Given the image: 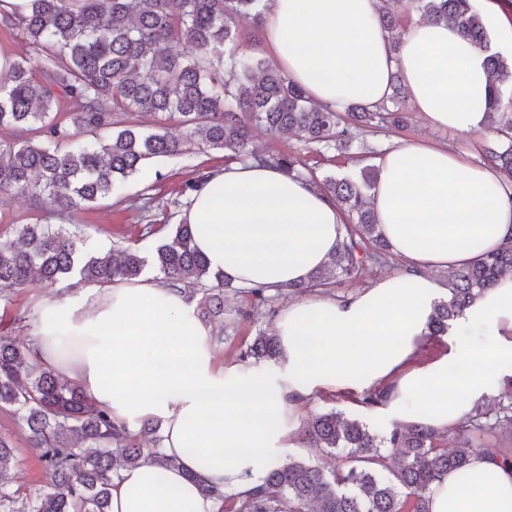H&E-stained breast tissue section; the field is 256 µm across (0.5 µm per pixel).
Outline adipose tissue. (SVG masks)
I'll return each instance as SVG.
<instances>
[{"label": "adipose tissue", "mask_w": 512, "mask_h": 512, "mask_svg": "<svg viewBox=\"0 0 512 512\" xmlns=\"http://www.w3.org/2000/svg\"><path fill=\"white\" fill-rule=\"evenodd\" d=\"M259 45L315 102L337 111L375 105L401 72L424 123L480 133L492 78L484 51L450 24L414 20L392 45L376 0H271ZM371 204L403 262L344 298L292 303L276 322L275 374L217 361L209 330L184 291L153 276L51 301L36 324L38 361L78 383L116 424L161 418L167 471L120 469L109 512H216L202 488L244 494L302 447L298 413L321 393L384 392L377 413L444 430L464 421L512 376V275L499 278L452 322L447 351L419 363L435 302L436 269L512 246V183L445 146L403 143L377 160ZM211 271L242 288L277 291L326 265L342 238L335 203L310 182L253 161L225 166L183 212ZM483 331L492 345L466 341ZM430 512H512V466L472 455L429 491Z\"/></svg>", "instance_id": "obj_1"}]
</instances>
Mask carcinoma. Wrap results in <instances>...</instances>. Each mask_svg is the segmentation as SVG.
Listing matches in <instances>:
<instances>
[{
	"mask_svg": "<svg viewBox=\"0 0 512 512\" xmlns=\"http://www.w3.org/2000/svg\"><path fill=\"white\" fill-rule=\"evenodd\" d=\"M269 0H26L5 7L0 25L21 37L26 53L0 80V192L27 197L42 212L57 215L89 209L120 197L130 177L151 160L187 164L198 152H224L225 163L258 161L289 176L310 180L343 213L344 235L331 261L299 289H328L354 279L365 264L391 255L378 229L368 193L378 168L356 175L319 172L293 152L249 150L253 133L292 134L304 149L325 157L349 147L361 133L404 128V115L380 103L355 104L337 112L315 104L277 67L257 55L226 50L239 23L261 27ZM416 11L433 22L451 23L488 52L494 84L486 103L494 137L481 157L512 182V62L490 51L489 35L472 0H378V20L399 46L393 7ZM73 110L60 116L61 104ZM140 113L158 116L154 131L137 123ZM175 120L182 136L163 122ZM81 230L56 224H23L17 238L0 241V301L32 277L53 286L67 277L98 287L131 280L152 267L165 282L201 287L198 314L224 315L230 282L209 270L194 246V229L182 221L149 254L111 246L82 253ZM512 273V247L448 273V299L434 304L430 336L448 334L454 320L502 275ZM249 304L239 312L254 320L274 299L264 288L243 290ZM275 332H260L238 360L276 364ZM0 409L26 427L40 451L47 490L31 496L8 488L18 449L0 435V512H109L112 476L144 461L166 470L174 460L161 451L160 421L138 431L112 421L77 384L39 365L30 347L0 334ZM503 428H512V377L501 395L461 424L436 430L416 422L380 432L360 418L334 410L313 415L304 436L328 454L344 452L333 467L301 459L277 461L264 484L240 496L205 486L218 512H430L431 485L466 467L473 453ZM454 441L448 447V440Z\"/></svg>",
	"mask_w": 512,
	"mask_h": 512,
	"instance_id": "obj_1",
	"label": "carcinoma"
}]
</instances>
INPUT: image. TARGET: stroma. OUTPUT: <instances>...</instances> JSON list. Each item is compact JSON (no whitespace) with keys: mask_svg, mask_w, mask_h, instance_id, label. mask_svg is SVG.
Here are the masks:
<instances>
[{"mask_svg":"<svg viewBox=\"0 0 512 512\" xmlns=\"http://www.w3.org/2000/svg\"><path fill=\"white\" fill-rule=\"evenodd\" d=\"M405 110L408 119L403 129L389 135L369 134L364 141H353L346 158L341 161L342 171H359L361 164L357 162L356 155L363 146L382 152L396 143L422 139L446 145L470 158H477V146L483 140L482 135L432 131L425 126L413 103H406ZM191 176L190 168L182 162L157 160L145 165L130 178L123 199H106L90 209L76 212L71 221L83 229L82 251L93 252L114 242L132 245L145 252L153 251L167 238L172 225L179 223L188 202L181 188ZM146 188L150 189L158 201L153 213L160 230L153 237L141 240L137 237L139 195ZM38 220L52 224L56 218L39 213L26 198L0 194V236L15 237L19 225ZM77 293V287L69 279L59 281L51 288L37 281L30 282L17 289L9 303L0 305V329L13 336L18 343H30L35 323L44 317L45 300L74 296ZM295 300L294 294L283 293L271 303L261 318L250 321L238 319L236 315L238 309L246 307L247 298L241 294L228 295L224 303L223 321L215 320L210 324L212 331L220 330L224 333L223 342L214 347L217 357L224 360L225 364H237L240 347L248 344L260 331L274 329L278 315ZM0 435L9 438L18 450L17 461L10 471L11 488L31 494L44 489L46 479L38 451L29 447L27 432L21 421L14 415L0 412Z\"/></svg>","mask_w":512,"mask_h":512,"instance_id":"1","label":"stroma"}]
</instances>
